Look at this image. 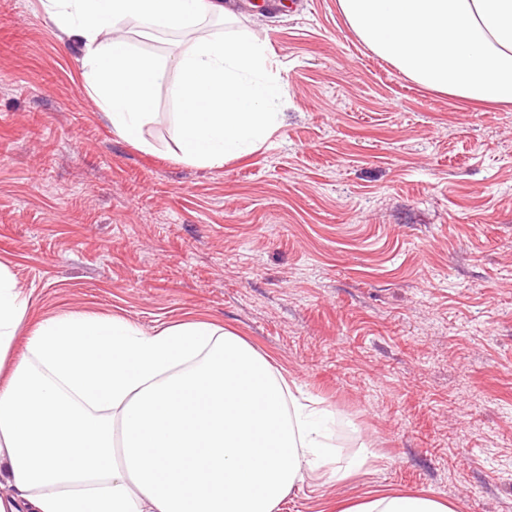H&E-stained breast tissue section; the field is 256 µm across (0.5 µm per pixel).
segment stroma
Returning a JSON list of instances; mask_svg holds the SVG:
<instances>
[{
	"mask_svg": "<svg viewBox=\"0 0 512 512\" xmlns=\"http://www.w3.org/2000/svg\"><path fill=\"white\" fill-rule=\"evenodd\" d=\"M287 85L278 125L220 167L175 157L167 63L146 153L88 95L82 45L41 0H0V262L33 307L151 332L202 317L325 409L347 483L276 512L379 492L512 512V109L429 91L357 37L338 0H224Z\"/></svg>",
	"mask_w": 512,
	"mask_h": 512,
	"instance_id": "1",
	"label": "stroma"
}]
</instances>
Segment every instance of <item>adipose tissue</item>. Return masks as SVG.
I'll return each instance as SVG.
<instances>
[{
    "mask_svg": "<svg viewBox=\"0 0 512 512\" xmlns=\"http://www.w3.org/2000/svg\"><path fill=\"white\" fill-rule=\"evenodd\" d=\"M356 35L414 83L512 106V0H338ZM83 46L86 89L113 133L153 151L143 130L154 91L177 105L180 161L219 167L252 153L286 95L269 49L241 33L194 37L228 15L222 0H43ZM192 35L167 82L123 24ZM31 299L0 262V512H275L309 480L344 483L367 463L329 450L326 410L294 394L269 360L205 319L140 331L68 312L42 319L10 351ZM341 512H453L382 492Z\"/></svg>",
    "mask_w": 512,
    "mask_h": 512,
    "instance_id": "adipose-tissue-1",
    "label": "adipose tissue"
}]
</instances>
